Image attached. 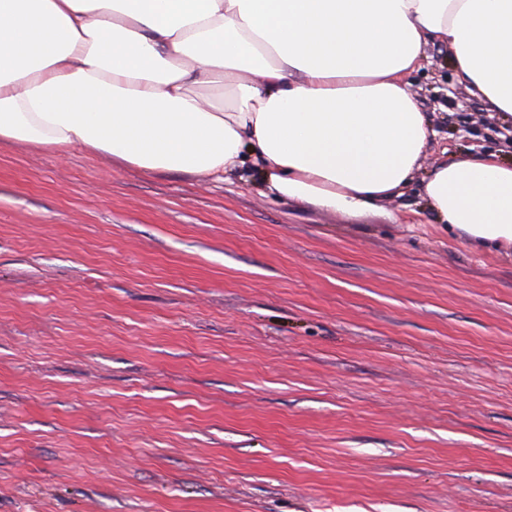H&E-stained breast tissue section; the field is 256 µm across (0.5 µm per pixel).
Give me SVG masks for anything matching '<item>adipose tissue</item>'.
I'll return each instance as SVG.
<instances>
[{"mask_svg": "<svg viewBox=\"0 0 512 512\" xmlns=\"http://www.w3.org/2000/svg\"><path fill=\"white\" fill-rule=\"evenodd\" d=\"M432 41L512 117V0H0V141L211 182L254 173L357 216L420 165L429 128L406 76ZM424 193L474 249L512 256V165L441 164Z\"/></svg>", "mask_w": 512, "mask_h": 512, "instance_id": "adipose-tissue-1", "label": "adipose tissue"}]
</instances>
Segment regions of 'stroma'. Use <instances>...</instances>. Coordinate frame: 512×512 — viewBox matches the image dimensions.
<instances>
[{
	"label": "stroma",
	"mask_w": 512,
	"mask_h": 512,
	"mask_svg": "<svg viewBox=\"0 0 512 512\" xmlns=\"http://www.w3.org/2000/svg\"><path fill=\"white\" fill-rule=\"evenodd\" d=\"M407 81L434 134L356 217L0 142V512H512V259L423 193L512 119L445 46Z\"/></svg>",
	"instance_id": "35a3bbf8"
}]
</instances>
